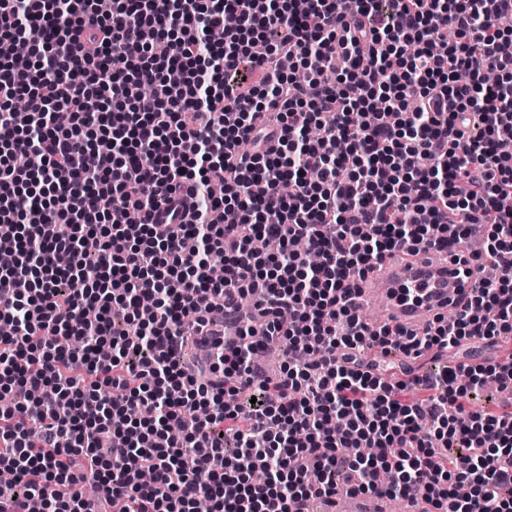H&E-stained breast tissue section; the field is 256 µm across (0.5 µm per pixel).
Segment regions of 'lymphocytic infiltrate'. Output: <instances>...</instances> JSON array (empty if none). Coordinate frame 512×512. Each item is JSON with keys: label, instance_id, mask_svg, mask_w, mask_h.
<instances>
[{"label": "lymphocytic infiltrate", "instance_id": "1", "mask_svg": "<svg viewBox=\"0 0 512 512\" xmlns=\"http://www.w3.org/2000/svg\"><path fill=\"white\" fill-rule=\"evenodd\" d=\"M506 17L512 0H0V45H30L0 56V512H308L342 485L512 512V412L466 406L512 388V355L410 381L364 360L512 335ZM477 225L470 261L501 274L457 318L418 335L355 313L373 261ZM200 346L205 368L183 366ZM467 405L472 411H484L489 413H502L512 408L503 394L492 385L473 388L467 396Z\"/></svg>", "mask_w": 512, "mask_h": 512}]
</instances>
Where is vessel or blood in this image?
<instances>
[{
    "label": "vessel or blood",
    "instance_id": "vessel-or-blood-1",
    "mask_svg": "<svg viewBox=\"0 0 512 512\" xmlns=\"http://www.w3.org/2000/svg\"><path fill=\"white\" fill-rule=\"evenodd\" d=\"M479 280L452 257L400 250L358 280L353 303L380 306L379 322L389 328L421 333L466 309Z\"/></svg>",
    "mask_w": 512,
    "mask_h": 512
}]
</instances>
